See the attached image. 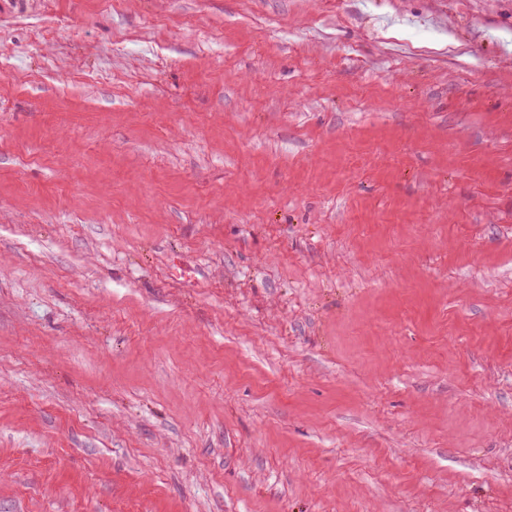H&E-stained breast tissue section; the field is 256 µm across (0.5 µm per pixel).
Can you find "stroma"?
<instances>
[{
    "instance_id": "obj_1",
    "label": "stroma",
    "mask_w": 512,
    "mask_h": 512,
    "mask_svg": "<svg viewBox=\"0 0 512 512\" xmlns=\"http://www.w3.org/2000/svg\"><path fill=\"white\" fill-rule=\"evenodd\" d=\"M0 512H512V0H0Z\"/></svg>"
}]
</instances>
